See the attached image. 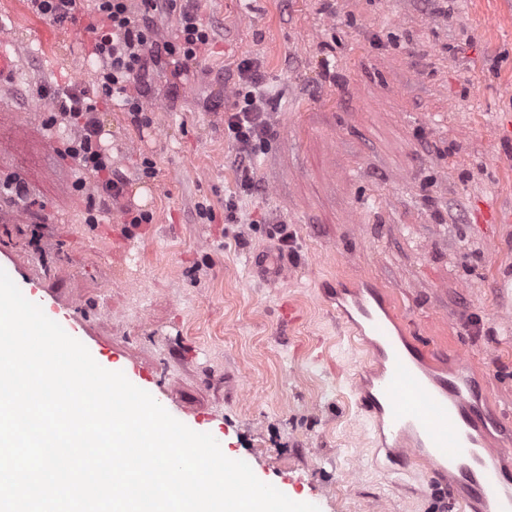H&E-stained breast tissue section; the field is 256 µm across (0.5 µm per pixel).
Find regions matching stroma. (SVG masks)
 <instances>
[{
    "label": "stroma",
    "mask_w": 512,
    "mask_h": 512,
    "mask_svg": "<svg viewBox=\"0 0 512 512\" xmlns=\"http://www.w3.org/2000/svg\"><path fill=\"white\" fill-rule=\"evenodd\" d=\"M194 5L214 39L182 79L170 63L151 69L149 125L121 100L100 106L127 181L113 205L60 155L64 129L44 124L55 104L42 89L90 86L92 33L0 0V49L16 61L0 83V182L22 179L31 199L0 194V264L67 314L100 363L151 373L169 412L202 416L254 474L320 512H459L425 461L389 472L357 404L378 361L336 297L371 281L431 369L465 361L489 445L512 447V223L473 218L512 207V144L496 141L512 121V0ZM245 58L277 99L253 194L224 136ZM128 208L151 223H126ZM262 254L282 278L255 272Z\"/></svg>",
    "instance_id": "stroma-1"
}]
</instances>
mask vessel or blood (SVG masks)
<instances>
[{
  "label": "vessel or blood",
  "mask_w": 512,
  "mask_h": 512,
  "mask_svg": "<svg viewBox=\"0 0 512 512\" xmlns=\"http://www.w3.org/2000/svg\"><path fill=\"white\" fill-rule=\"evenodd\" d=\"M352 304L383 366L359 401L368 420L385 425L397 449L391 464L424 460L444 491L463 487L466 512H512V476L500 463L501 449L482 440L484 416L473 399L477 387L466 364L443 378L423 369L424 344L399 341L391 325L361 297Z\"/></svg>",
  "instance_id": "b4317fda"
}]
</instances>
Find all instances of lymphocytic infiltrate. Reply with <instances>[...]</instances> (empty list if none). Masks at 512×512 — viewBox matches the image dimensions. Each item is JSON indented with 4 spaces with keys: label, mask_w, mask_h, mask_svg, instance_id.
<instances>
[{
    "label": "lymphocytic infiltrate",
    "mask_w": 512,
    "mask_h": 512,
    "mask_svg": "<svg viewBox=\"0 0 512 512\" xmlns=\"http://www.w3.org/2000/svg\"><path fill=\"white\" fill-rule=\"evenodd\" d=\"M174 17L173 39L158 40L154 17ZM94 35L92 52L101 66L94 74L95 91L57 87L52 95L59 109L47 126L64 120L72 135L64 143L63 156L81 170L99 175V193L112 203L125 196L126 179L112 170L100 145L99 105L122 98L135 123H146L145 81L150 68L168 59L185 64L197 60L212 40L188 0H142V11L133 14L128 0H93L87 24ZM238 88L232 108L224 114V133L237 150V176L242 191L256 192L259 183L251 166L252 156L273 136L275 100L263 90L259 65L249 59L237 66Z\"/></svg>",
    "instance_id": "f902f5d3"
}]
</instances>
